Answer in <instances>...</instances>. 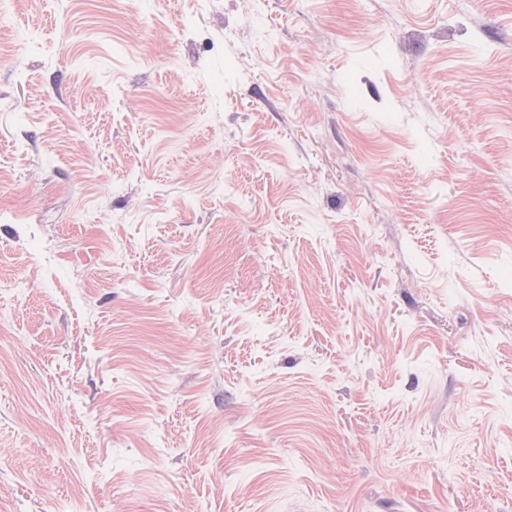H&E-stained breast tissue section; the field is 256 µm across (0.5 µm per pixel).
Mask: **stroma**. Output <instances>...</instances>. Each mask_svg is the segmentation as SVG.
I'll use <instances>...</instances> for the list:
<instances>
[{"instance_id":"35a3bbf8","label":"stroma","mask_w":512,"mask_h":512,"mask_svg":"<svg viewBox=\"0 0 512 512\" xmlns=\"http://www.w3.org/2000/svg\"><path fill=\"white\" fill-rule=\"evenodd\" d=\"M0 512H512V0H0Z\"/></svg>"}]
</instances>
